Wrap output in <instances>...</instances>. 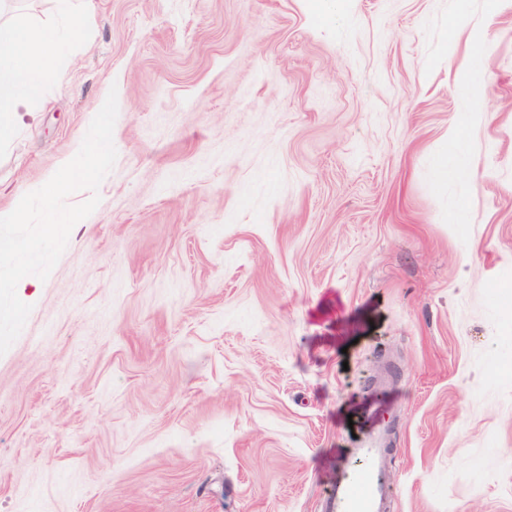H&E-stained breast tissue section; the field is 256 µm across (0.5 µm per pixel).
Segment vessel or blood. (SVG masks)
Masks as SVG:
<instances>
[{
	"mask_svg": "<svg viewBox=\"0 0 512 512\" xmlns=\"http://www.w3.org/2000/svg\"><path fill=\"white\" fill-rule=\"evenodd\" d=\"M384 435L369 437L355 453L359 466L337 478L325 502L326 512H387L390 490L383 478L387 450Z\"/></svg>",
	"mask_w": 512,
	"mask_h": 512,
	"instance_id": "vessel-or-blood-1",
	"label": "vessel or blood"
}]
</instances>
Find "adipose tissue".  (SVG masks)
Instances as JSON below:
<instances>
[{"label":"adipose tissue","mask_w":512,"mask_h":512,"mask_svg":"<svg viewBox=\"0 0 512 512\" xmlns=\"http://www.w3.org/2000/svg\"><path fill=\"white\" fill-rule=\"evenodd\" d=\"M55 2L61 25L0 22V112L41 101L68 41L82 34L93 18L91 0Z\"/></svg>","instance_id":"adipose-tissue-1"}]
</instances>
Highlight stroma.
Returning a JSON list of instances; mask_svg holds the SVG:
<instances>
[{
    "label": "stroma",
    "instance_id": "35a3bbf8",
    "mask_svg": "<svg viewBox=\"0 0 512 512\" xmlns=\"http://www.w3.org/2000/svg\"><path fill=\"white\" fill-rule=\"evenodd\" d=\"M92 2L0 143L4 216L117 92L0 512H319L376 428L390 512H512V0Z\"/></svg>",
    "mask_w": 512,
    "mask_h": 512
}]
</instances>
